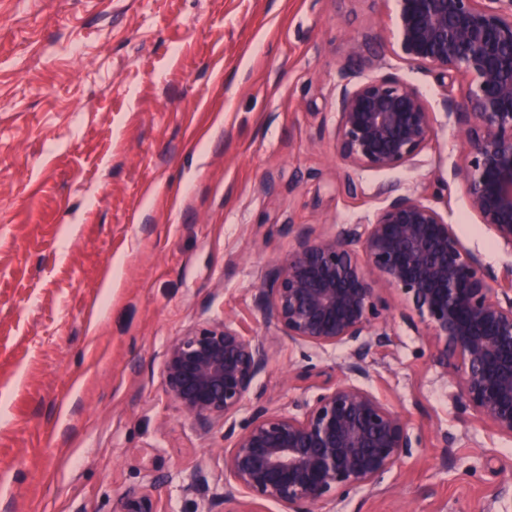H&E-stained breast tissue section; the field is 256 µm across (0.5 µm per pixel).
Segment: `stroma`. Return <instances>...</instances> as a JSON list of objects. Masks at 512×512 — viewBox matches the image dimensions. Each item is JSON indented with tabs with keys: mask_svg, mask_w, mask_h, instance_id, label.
I'll return each instance as SVG.
<instances>
[{
	"mask_svg": "<svg viewBox=\"0 0 512 512\" xmlns=\"http://www.w3.org/2000/svg\"><path fill=\"white\" fill-rule=\"evenodd\" d=\"M393 0H0V512H117L158 482L161 512H208L224 430L167 398L166 343L205 321L272 337L255 385L273 410L342 377L348 348L303 349L253 306L294 224L321 235L422 194L464 144L435 77L390 41L363 72H393L434 109L415 162L339 191L336 80L350 47L390 33ZM448 221L486 265L512 263L454 193ZM391 343L363 360L421 439L372 491L334 512H512V439L463 410L433 344L384 292ZM310 362L317 375L296 379ZM207 487L188 491L201 459Z\"/></svg>",
	"mask_w": 512,
	"mask_h": 512,
	"instance_id": "stroma-1",
	"label": "stroma"
}]
</instances>
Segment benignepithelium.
I'll list each match as a JSON object with an SVG mask.
<instances>
[{
  "instance_id": "1",
  "label": "benign epithelium",
  "mask_w": 512,
  "mask_h": 512,
  "mask_svg": "<svg viewBox=\"0 0 512 512\" xmlns=\"http://www.w3.org/2000/svg\"><path fill=\"white\" fill-rule=\"evenodd\" d=\"M395 56L444 85L448 123L465 140L462 164L433 191L450 204L451 184L480 223L512 254V0H395ZM463 84L453 93L455 77ZM336 84V157L344 192L364 197L353 173L386 171L416 158L438 138L434 112L396 74L345 65ZM373 218L337 224L328 235L297 229L293 247L266 273L255 297L266 323L294 344L352 347L348 375L311 399L270 410L255 389L269 358L267 341L242 324L207 321L165 346L166 396L204 431L225 426L218 512L321 510L383 476L419 447L405 415L350 375L390 342L384 290L403 302V317L431 337L430 367L450 379L464 408L495 434L512 438V264L486 266L434 204L380 188ZM250 406L241 430L228 420ZM119 512H159L150 493L133 490Z\"/></svg>"
}]
</instances>
